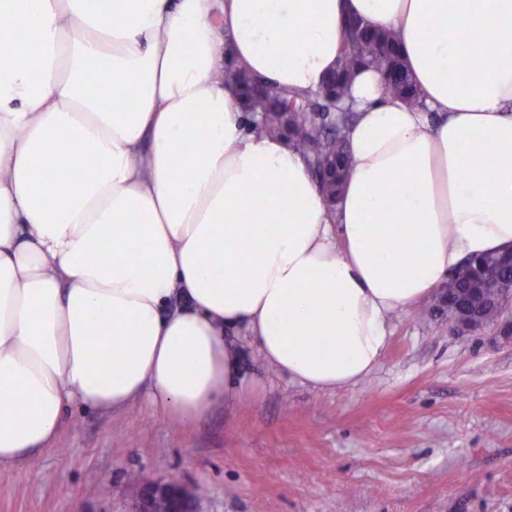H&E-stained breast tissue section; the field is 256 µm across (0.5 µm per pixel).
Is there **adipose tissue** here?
<instances>
[{
    "label": "adipose tissue",
    "mask_w": 512,
    "mask_h": 512,
    "mask_svg": "<svg viewBox=\"0 0 512 512\" xmlns=\"http://www.w3.org/2000/svg\"><path fill=\"white\" fill-rule=\"evenodd\" d=\"M350 15L395 36L420 103L357 75L332 208L221 74L317 92ZM510 248L512 0H0V468L71 407L235 408L232 330L355 385L393 314Z\"/></svg>",
    "instance_id": "adipose-tissue-1"
}]
</instances>
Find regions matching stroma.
<instances>
[{"instance_id":"stroma-1","label":"stroma","mask_w":512,"mask_h":512,"mask_svg":"<svg viewBox=\"0 0 512 512\" xmlns=\"http://www.w3.org/2000/svg\"><path fill=\"white\" fill-rule=\"evenodd\" d=\"M252 389L186 425L146 402L70 410L48 449L0 470V512H131L132 476L202 487L199 512H512V335L392 319L379 366L319 392L243 344Z\"/></svg>"}]
</instances>
